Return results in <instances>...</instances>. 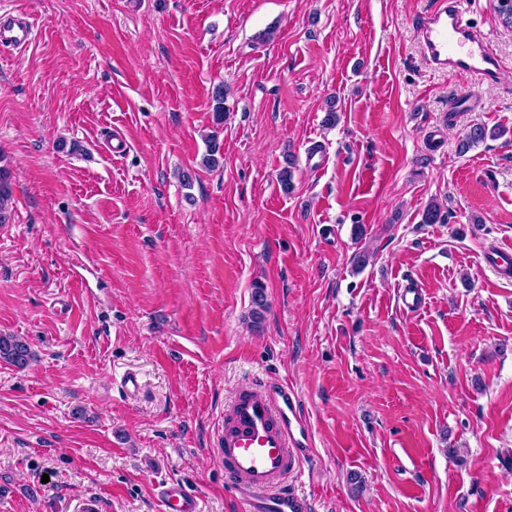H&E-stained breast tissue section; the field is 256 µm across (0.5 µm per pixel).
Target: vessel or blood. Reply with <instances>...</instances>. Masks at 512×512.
Instances as JSON below:
<instances>
[{
	"instance_id": "obj_1",
	"label": "vessel or blood",
	"mask_w": 512,
	"mask_h": 512,
	"mask_svg": "<svg viewBox=\"0 0 512 512\" xmlns=\"http://www.w3.org/2000/svg\"><path fill=\"white\" fill-rule=\"evenodd\" d=\"M33 25L27 16L0 23V46L29 43ZM417 36L434 68L496 77L500 60L483 35L462 21L458 0H438L418 19ZM311 432L293 388L261 383L233 401L218 439L216 454L225 470L238 477L236 491L244 512H312L311 503L289 489L309 456ZM164 512H200L197 497L178 484L160 491Z\"/></svg>"
}]
</instances>
